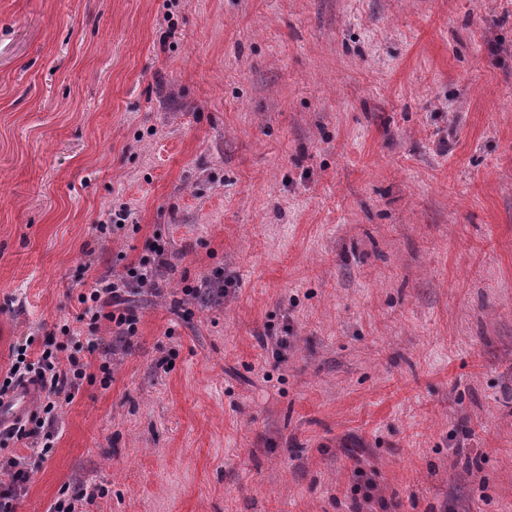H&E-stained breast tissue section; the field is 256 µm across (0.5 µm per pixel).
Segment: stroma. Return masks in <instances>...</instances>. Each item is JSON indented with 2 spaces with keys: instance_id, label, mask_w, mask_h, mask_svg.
<instances>
[{
  "instance_id": "35a3bbf8",
  "label": "stroma",
  "mask_w": 512,
  "mask_h": 512,
  "mask_svg": "<svg viewBox=\"0 0 512 512\" xmlns=\"http://www.w3.org/2000/svg\"><path fill=\"white\" fill-rule=\"evenodd\" d=\"M91 337L18 512H512V0H0V370ZM154 275V267L152 262H142L139 266L126 267L125 275L118 279L108 281L103 278L94 279L89 285L88 295L82 294L80 303L86 305L84 311L77 318L83 321L89 317L91 330L94 332L98 328V322L102 317L100 308L102 303L108 299L112 301V311L104 314L103 317L108 319L112 325L117 340L126 342L131 336H136L138 330L139 318L125 309L115 308L123 300L122 296L131 286L142 285L149 281ZM91 305H88V302ZM115 328V329H114ZM105 492L103 488L88 489L83 484L67 485L61 492L62 497L47 510L48 512H86L84 503L92 504L98 495Z\"/></svg>"
}]
</instances>
